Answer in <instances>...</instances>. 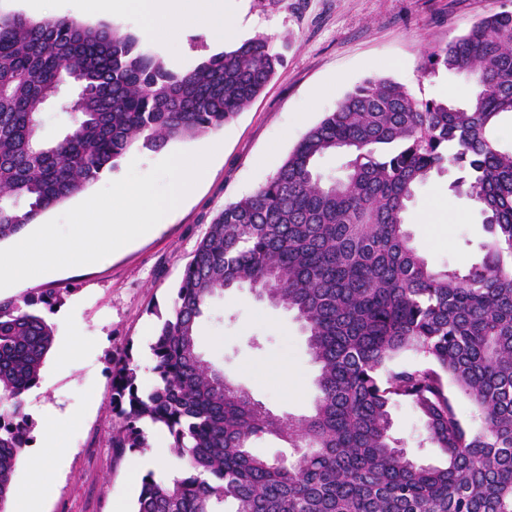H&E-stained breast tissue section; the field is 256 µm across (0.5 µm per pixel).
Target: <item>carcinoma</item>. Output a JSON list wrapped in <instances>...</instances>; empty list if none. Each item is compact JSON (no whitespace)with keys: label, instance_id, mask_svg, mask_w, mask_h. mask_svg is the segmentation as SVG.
I'll return each mask as SVG.
<instances>
[{"label":"carcinoma","instance_id":"carcinoma-1","mask_svg":"<svg viewBox=\"0 0 512 512\" xmlns=\"http://www.w3.org/2000/svg\"><path fill=\"white\" fill-rule=\"evenodd\" d=\"M283 58L255 36L176 73L132 34L72 18L0 15V241L84 193L137 144L217 131L269 84ZM473 78L471 97H416L387 77L356 85L277 172L214 218L185 266L152 345L156 384L141 391L131 358L112 373L116 457L165 429L186 476L147 475L137 512H512V10L488 14L426 54ZM49 102L69 116L40 133ZM345 157L343 174L317 163ZM453 166L449 189L472 200L488 233L466 270L432 266L407 229L416 189ZM247 286L295 313L315 363L309 416H280L198 351L208 301ZM53 294L0 299V512L35 440L24 411L54 328ZM412 361L400 363L403 354ZM479 413L463 422L457 399ZM418 413L445 464H422L391 434V408ZM262 435L287 457L251 451Z\"/></svg>","mask_w":512,"mask_h":512}]
</instances>
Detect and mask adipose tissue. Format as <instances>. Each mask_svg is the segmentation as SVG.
<instances>
[{"mask_svg": "<svg viewBox=\"0 0 512 512\" xmlns=\"http://www.w3.org/2000/svg\"><path fill=\"white\" fill-rule=\"evenodd\" d=\"M130 9L141 14L145 37L166 41L180 40L186 30L198 29L220 42L234 25L224 0H93L89 13L108 19Z\"/></svg>", "mask_w": 512, "mask_h": 512, "instance_id": "1", "label": "adipose tissue"}]
</instances>
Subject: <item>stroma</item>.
<instances>
[{"instance_id": "35a3bbf8", "label": "stroma", "mask_w": 512, "mask_h": 512, "mask_svg": "<svg viewBox=\"0 0 512 512\" xmlns=\"http://www.w3.org/2000/svg\"><path fill=\"white\" fill-rule=\"evenodd\" d=\"M504 8L511 10L512 0H232L237 40L272 37L283 63L251 105L218 130L224 148L211 158L194 193L158 231L106 258L0 290L1 299L60 290V303L46 317L55 327V346L72 348L61 358L48 355L38 387L27 396L26 411L36 424L27 449L34 464L17 467L13 497L30 496L39 462L60 449L64 455L57 457L42 512H133L146 471L138 467V455H112V363L131 356L142 389H152L151 345L213 217L271 177L305 133L366 78L394 79L425 98H447L452 88L467 95L466 74L422 77L423 50L445 45ZM140 46L176 72L192 70L218 50L192 29L180 42L144 38ZM195 145L187 139L160 150L136 147L113 175L123 178L132 166L149 172ZM455 176L451 169L419 186L408 222L415 246L430 263L464 269L480 260L486 233L474 202L450 198L448 184ZM450 202L459 215L452 224L445 221ZM197 345L205 359L223 365L226 378L273 412L312 413L319 367L294 313L237 288L209 301ZM391 415L393 436L411 454L425 463L441 462L439 449L424 444L423 423L412 407L392 408ZM51 438L57 448H48Z\"/></svg>"}]
</instances>
